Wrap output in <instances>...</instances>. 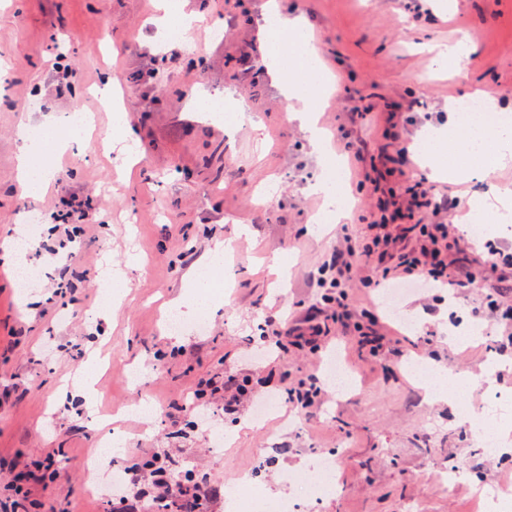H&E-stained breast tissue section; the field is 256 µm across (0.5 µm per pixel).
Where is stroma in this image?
I'll return each mask as SVG.
<instances>
[{
  "label": "stroma",
  "instance_id": "stroma-1",
  "mask_svg": "<svg viewBox=\"0 0 512 512\" xmlns=\"http://www.w3.org/2000/svg\"><path fill=\"white\" fill-rule=\"evenodd\" d=\"M265 0H190L202 20L186 37H167L153 23L157 0H12L0 10V238L23 230L34 213L37 232L28 262L41 277L29 292L17 285L14 259L0 252V474L16 453L52 461L58 478L37 486L35 512H110L84 475L100 441L119 435L111 467L121 471L168 448L179 464L205 476L225 512L228 487L252 476L297 512H483L474 487L504 491L512 472V435L498 454L483 453L460 404L471 410L502 403L512 424V334L492 319L476 320L489 303L512 306V265L485 262V236L472 240L448 288L409 289L397 310L373 302L360 281L349 284L354 311L371 307L387 342L379 355L361 347L353 329L331 327L320 352L280 350L275 330L295 326L320 305L321 266L343 237L353 244L391 235L385 264L415 245L422 224L447 222L456 237L461 207L488 184L512 191V165L489 178L438 182L457 197L452 214L425 209L413 217L386 209L404 199L417 160L401 162L425 128L437 132L438 164L448 162L449 101L490 88L512 103V0H282L302 15L333 82L319 124L329 147L317 154L300 121L285 120L289 101L248 59L272 51L258 20ZM221 38H211L214 28ZM466 36L460 58L436 60L434 46ZM70 76L50 94L57 58ZM119 85L127 140L111 136L115 114L94 90ZM222 90L240 111L227 118L200 112L195 93ZM37 128H57L68 113H90L88 137L67 151H47L54 179L39 199L21 194L19 104ZM344 157L348 214L320 223L325 207L309 192ZM87 199L92 218L75 246L71 289L57 297L47 284L54 262L41 247L60 186ZM229 240L227 269L211 272L213 307L205 325L170 329L166 305L192 300L190 286L215 240ZM122 280L106 317H99L102 276ZM480 325V339L449 345L448 337ZM98 349L93 413L65 398L88 352ZM339 356L351 392L330 393L306 412L282 404L257 421L259 402L274 397L268 378L292 381L321 374ZM465 377L457 398L431 400L404 360ZM236 378L253 395L235 411L195 399L200 380ZM159 406L143 417L139 402ZM341 456L336 492L315 498L290 482L315 459ZM456 471L455 486L444 475Z\"/></svg>",
  "mask_w": 512,
  "mask_h": 512
}]
</instances>
